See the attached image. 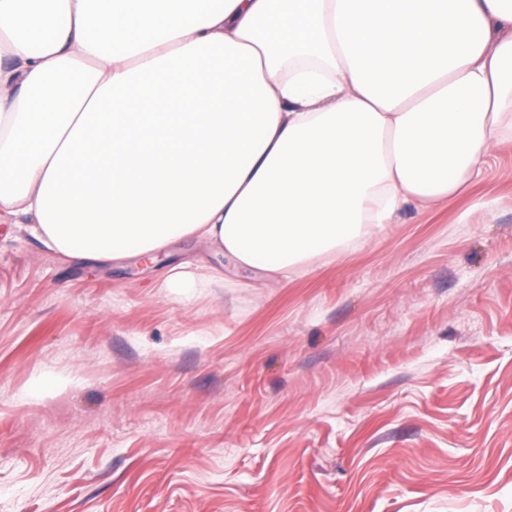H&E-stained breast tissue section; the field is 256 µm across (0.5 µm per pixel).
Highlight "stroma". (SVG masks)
<instances>
[{
  "label": "stroma",
  "mask_w": 512,
  "mask_h": 512,
  "mask_svg": "<svg viewBox=\"0 0 512 512\" xmlns=\"http://www.w3.org/2000/svg\"><path fill=\"white\" fill-rule=\"evenodd\" d=\"M0 512H512V144L286 281L0 224ZM184 266L173 267L169 271L167 283L169 288H198L204 282H211L216 279L215 276H195L182 270Z\"/></svg>",
  "instance_id": "obj_1"
}]
</instances>
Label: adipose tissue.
I'll return each instance as SVG.
<instances>
[{"label": "adipose tissue", "instance_id": "1", "mask_svg": "<svg viewBox=\"0 0 512 512\" xmlns=\"http://www.w3.org/2000/svg\"><path fill=\"white\" fill-rule=\"evenodd\" d=\"M512 142V0H0V223L287 278Z\"/></svg>", "mask_w": 512, "mask_h": 512}]
</instances>
